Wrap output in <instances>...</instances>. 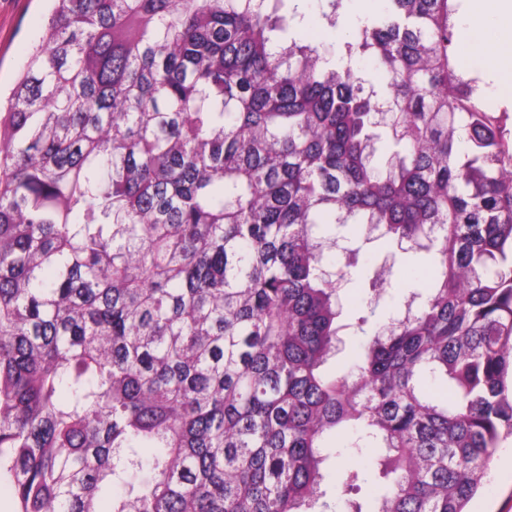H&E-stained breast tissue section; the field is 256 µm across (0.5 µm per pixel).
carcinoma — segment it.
<instances>
[{"instance_id":"carcinoma-1","label":"carcinoma","mask_w":512,"mask_h":512,"mask_svg":"<svg viewBox=\"0 0 512 512\" xmlns=\"http://www.w3.org/2000/svg\"><path fill=\"white\" fill-rule=\"evenodd\" d=\"M270 1L51 0L0 109L15 512H98L116 482L112 512H313L341 432L383 449L345 492L377 470V512H469L512 438V141L454 65L458 0H386L333 63L273 44L295 16ZM326 216L434 253L338 377Z\"/></svg>"}]
</instances>
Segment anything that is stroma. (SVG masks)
<instances>
[{
  "label": "stroma",
  "mask_w": 512,
  "mask_h": 512,
  "mask_svg": "<svg viewBox=\"0 0 512 512\" xmlns=\"http://www.w3.org/2000/svg\"><path fill=\"white\" fill-rule=\"evenodd\" d=\"M323 0H286L285 10H298L303 19L298 28L310 41L331 53H338L348 40L346 25H328L322 16ZM478 9L477 0H461L455 19V37L468 42L471 53L462 64L463 72L477 76L488 104L496 111L506 113L505 127L512 132V71L492 67L486 47L499 40L501 33L495 21L477 26L470 19ZM42 0H0V84L9 85L24 63L32 43L43 32ZM359 261L351 269V278L344 283L343 293L350 300L343 319L351 324L355 318L370 314L371 324L388 321L403 309L411 290L422 287L432 261L424 251L401 254L391 274L383 278L387 296L375 310H368L367 300L372 296L371 281L384 263L386 245L383 240L359 241ZM497 467L491 471V480L470 504L471 512H512V447L501 449L496 457Z\"/></svg>",
  "instance_id": "35a3bbf8"
}]
</instances>
